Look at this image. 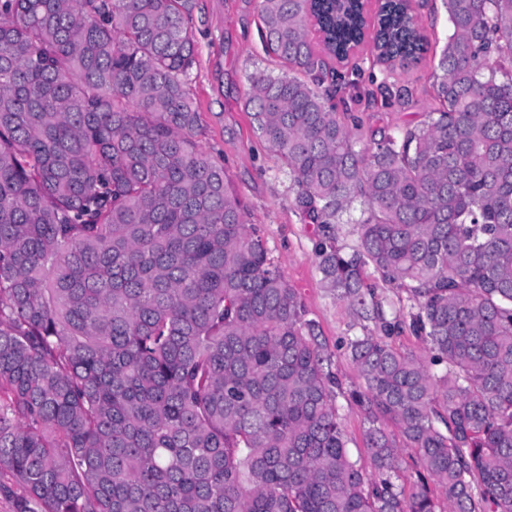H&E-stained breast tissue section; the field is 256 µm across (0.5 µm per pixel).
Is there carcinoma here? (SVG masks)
I'll list each match as a JSON object with an SVG mask.
<instances>
[{
	"instance_id": "1",
	"label": "carcinoma",
	"mask_w": 512,
	"mask_h": 512,
	"mask_svg": "<svg viewBox=\"0 0 512 512\" xmlns=\"http://www.w3.org/2000/svg\"><path fill=\"white\" fill-rule=\"evenodd\" d=\"M195 0H0V474L17 512H512V0H443L437 107L364 142L323 88L358 0H260L245 108L318 270L365 319L370 269L430 364L346 346L369 466L316 322L248 230L190 94ZM382 64L430 41L383 0ZM358 243L336 246L335 226ZM415 453L410 490L403 450ZM436 489H431L429 483ZM364 288L372 289L375 293V300L383 313L385 321L394 323L397 319H405L410 302L407 301V294L404 290L390 288L373 276L364 280ZM337 404L340 406L339 413L341 422L349 437L348 447L356 455L357 448L361 450L363 447V430L364 419L359 408L353 404L347 403L341 396L337 399Z\"/></svg>"
}]
</instances>
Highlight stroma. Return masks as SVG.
<instances>
[{"mask_svg":"<svg viewBox=\"0 0 512 512\" xmlns=\"http://www.w3.org/2000/svg\"><path fill=\"white\" fill-rule=\"evenodd\" d=\"M411 4L433 49L419 65L389 71L372 64L365 48L344 64L328 62L344 76L332 89L336 109L345 114L348 124L357 125L360 135L418 122L432 103V72L436 52L448 36V13L441 0H411ZM258 13L259 0H195L189 24L198 48L192 71V94L200 114L196 140L223 164L246 207L248 227L262 237L283 277L316 321L318 333L332 349L333 369L349 390L360 379L345 340L380 334L381 321L405 318L407 295L367 277L364 286L374 291L383 318L361 320L322 282L315 254L320 228L295 207L286 168L254 132L243 106L248 76L272 65L263 49Z\"/></svg>","mask_w":512,"mask_h":512,"instance_id":"obj_1","label":"stroma"}]
</instances>
